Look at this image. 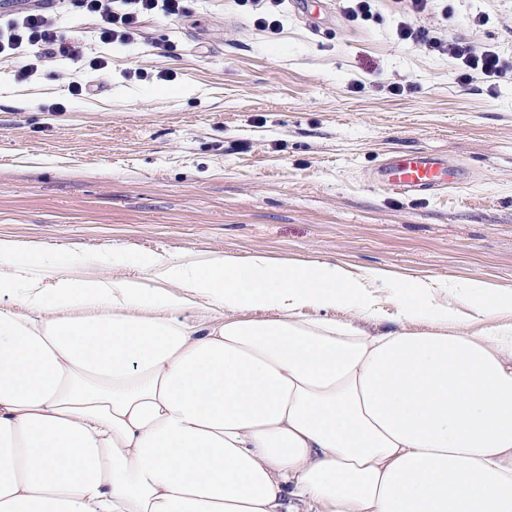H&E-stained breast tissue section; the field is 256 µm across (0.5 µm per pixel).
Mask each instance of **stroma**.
<instances>
[{
    "instance_id": "1",
    "label": "stroma",
    "mask_w": 512,
    "mask_h": 512,
    "mask_svg": "<svg viewBox=\"0 0 512 512\" xmlns=\"http://www.w3.org/2000/svg\"><path fill=\"white\" fill-rule=\"evenodd\" d=\"M332 2L303 19L283 0L270 30L249 2L188 0L185 17L100 45V71L57 60L24 78L0 54V240L78 276H130L142 255L262 253L432 280L441 303L470 277L512 290V83L461 84L447 56L397 42L398 0L353 23ZM432 8L434 35L512 54V0ZM46 11L95 42L78 0ZM407 152L448 159L456 183L382 190L379 171Z\"/></svg>"
}]
</instances>
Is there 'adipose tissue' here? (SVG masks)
<instances>
[{
	"label": "adipose tissue",
	"instance_id": "ef3b65f1",
	"mask_svg": "<svg viewBox=\"0 0 512 512\" xmlns=\"http://www.w3.org/2000/svg\"><path fill=\"white\" fill-rule=\"evenodd\" d=\"M42 263L0 241L23 307L0 309V512H512V292L465 279L442 304L262 254L43 286ZM387 287L397 329L336 321Z\"/></svg>",
	"mask_w": 512,
	"mask_h": 512
}]
</instances>
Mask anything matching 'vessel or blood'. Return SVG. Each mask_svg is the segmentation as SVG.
<instances>
[{
	"mask_svg": "<svg viewBox=\"0 0 512 512\" xmlns=\"http://www.w3.org/2000/svg\"><path fill=\"white\" fill-rule=\"evenodd\" d=\"M455 169L447 160L424 155L408 154L391 161L379 174V181L390 189L423 195L454 179Z\"/></svg>",
	"mask_w": 512,
	"mask_h": 512,
	"instance_id": "vessel-or-blood-1",
	"label": "vessel or blood"
}]
</instances>
